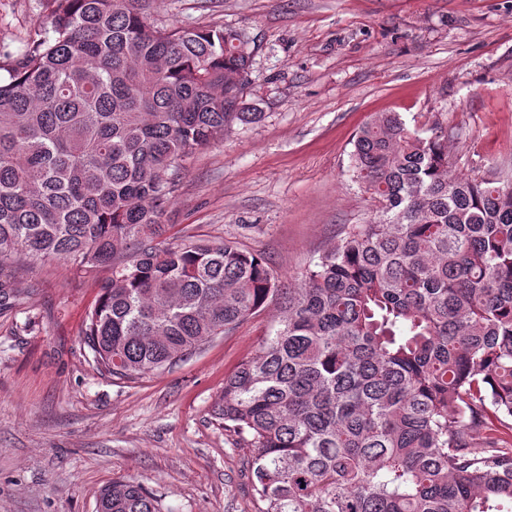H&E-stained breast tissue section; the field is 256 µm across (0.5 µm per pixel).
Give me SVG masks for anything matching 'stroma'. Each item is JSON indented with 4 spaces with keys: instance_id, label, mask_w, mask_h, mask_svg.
I'll list each match as a JSON object with an SVG mask.
<instances>
[{
    "instance_id": "1",
    "label": "stroma",
    "mask_w": 512,
    "mask_h": 512,
    "mask_svg": "<svg viewBox=\"0 0 512 512\" xmlns=\"http://www.w3.org/2000/svg\"><path fill=\"white\" fill-rule=\"evenodd\" d=\"M51 0H0V43L21 48ZM165 26L215 25L255 42L243 97L263 114L184 164L171 235L228 240L298 275L375 208L349 170L352 138L397 112L448 134V172L512 183V0H153ZM35 288L0 313V512H96L133 478L166 512H257L253 451L211 414L272 310L172 370L128 381L82 342L98 289L62 263L25 267Z\"/></svg>"
}]
</instances>
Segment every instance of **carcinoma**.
I'll list each match as a JSON object with an SVG mask.
<instances>
[{"mask_svg":"<svg viewBox=\"0 0 512 512\" xmlns=\"http://www.w3.org/2000/svg\"><path fill=\"white\" fill-rule=\"evenodd\" d=\"M0 47V312L56 259L99 281L83 342L119 379L162 373L276 306L212 415L254 449L258 512H503L512 505V184L448 176V136L375 112L353 178L379 220L287 287L229 241L169 240L183 163L261 119L245 32L158 26L150 0H51ZM97 512H162L135 480Z\"/></svg>","mask_w":512,"mask_h":512,"instance_id":"cac0c4a2","label":"carcinoma"}]
</instances>
